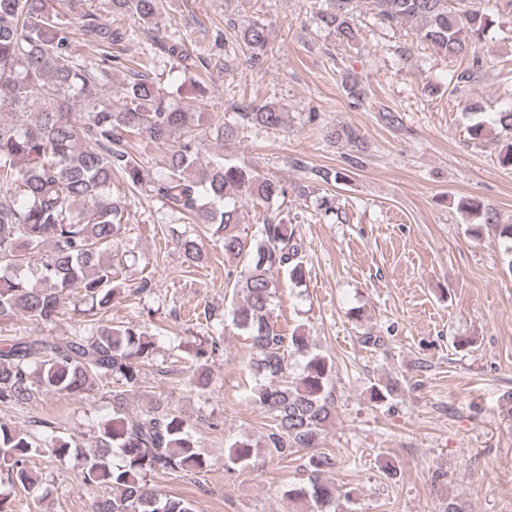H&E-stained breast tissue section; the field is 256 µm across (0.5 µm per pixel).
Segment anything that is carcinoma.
Listing matches in <instances>:
<instances>
[{
  "mask_svg": "<svg viewBox=\"0 0 512 512\" xmlns=\"http://www.w3.org/2000/svg\"><path fill=\"white\" fill-rule=\"evenodd\" d=\"M85 0H0V320L23 314L38 323L54 321L80 290L83 307L74 331L59 339L7 336L0 340V405L29 404L39 392L86 398L101 382L108 390L112 416L98 423L92 449L72 434L35 432L0 422V461L8 466L12 486L26 491L47 482L29 460L41 453L73 459L83 481L101 494L93 512H194L189 499L172 498L150 484L151 475L207 467L187 420L174 410L153 405L128 413L129 395L142 387L145 367L154 363L155 341L147 332L105 319L123 293L116 280L127 264L120 250L126 219L125 197L112 193L117 179L130 188L144 184L143 171L128 150L134 137H146L168 150L165 171L151 181V191L170 204L172 213L214 230L220 236L226 267L225 287L243 302L231 310L232 323L256 351L251 370L257 379L251 401L272 419L265 441L241 438L228 448L226 462L246 467L266 449L286 457L294 448H317L336 422L331 389L333 360L296 331L286 336L273 320L276 281L304 276L296 261L298 243L289 225L271 218L251 234L241 226L238 203L269 204L288 195V185L224 158L200 157V122L181 108L172 93L151 78L152 57L119 60L112 47L133 35L132 19L159 31L161 0H105L103 19L84 9ZM390 24L411 25L418 35L448 57L471 56V66L456 75L468 83L482 67L479 45L493 26L490 15L473 2L456 12L448 0H370ZM320 25L346 40L355 38L352 0L317 14ZM80 34L99 50L83 63L72 52ZM246 64L263 62L268 49L266 25L256 21L239 30ZM123 69L118 100L105 89ZM239 118L254 126L279 129L285 113L276 106L251 102ZM206 130L232 141L237 126L209 114ZM190 267L206 260L201 243L177 237ZM40 271L31 283L27 271ZM221 350L220 337H202L192 348L191 389H209L208 362ZM303 358L292 372L294 356ZM400 381L388 376L370 386L379 405L398 398ZM335 465L331 455L309 456L307 483L289 490L311 512H326L336 501V485L323 474Z\"/></svg>",
  "mask_w": 512,
  "mask_h": 512,
  "instance_id": "cac0c4a2",
  "label": "carcinoma"
}]
</instances>
